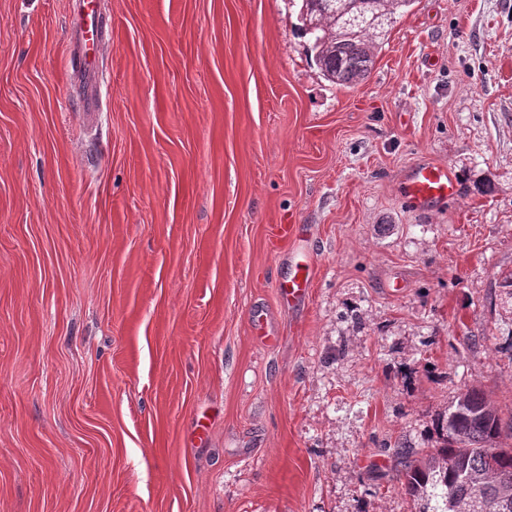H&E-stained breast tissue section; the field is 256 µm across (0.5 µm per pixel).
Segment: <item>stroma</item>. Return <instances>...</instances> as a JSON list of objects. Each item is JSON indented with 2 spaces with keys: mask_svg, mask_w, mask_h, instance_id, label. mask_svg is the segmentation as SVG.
I'll use <instances>...</instances> for the list:
<instances>
[{
  "mask_svg": "<svg viewBox=\"0 0 512 512\" xmlns=\"http://www.w3.org/2000/svg\"><path fill=\"white\" fill-rule=\"evenodd\" d=\"M104 7L89 128L71 0H0V512H418L396 445L512 413V0H416L352 88L297 0ZM458 192L459 183L453 169L434 162L417 163L404 186L406 202L417 210L452 200ZM293 254L295 258L293 272L280 286L282 300L288 303V306L305 299L312 282L311 268L304 249L301 251L296 249ZM299 254H303L305 261L297 260Z\"/></svg>",
  "mask_w": 512,
  "mask_h": 512,
  "instance_id": "stroma-1",
  "label": "stroma"
}]
</instances>
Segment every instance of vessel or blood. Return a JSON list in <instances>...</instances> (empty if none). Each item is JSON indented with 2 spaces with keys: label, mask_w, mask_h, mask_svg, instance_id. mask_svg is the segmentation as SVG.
<instances>
[{
  "label": "vessel or blood",
  "mask_w": 512,
  "mask_h": 512,
  "mask_svg": "<svg viewBox=\"0 0 512 512\" xmlns=\"http://www.w3.org/2000/svg\"><path fill=\"white\" fill-rule=\"evenodd\" d=\"M102 0H76L69 26V46L72 60L66 89L80 97L84 114L96 108L95 90L98 86L97 65L100 49L106 40L107 22L102 14ZM459 183L453 169L434 162L417 163L404 186V197L414 209H424L457 197ZM312 274L308 262L295 261L288 280L281 284V297L295 304L309 293Z\"/></svg>",
  "instance_id": "vessel-or-blood-1"
}]
</instances>
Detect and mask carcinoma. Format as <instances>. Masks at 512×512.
<instances>
[{
	"label": "carcinoma",
	"instance_id": "obj_1",
	"mask_svg": "<svg viewBox=\"0 0 512 512\" xmlns=\"http://www.w3.org/2000/svg\"><path fill=\"white\" fill-rule=\"evenodd\" d=\"M300 34L322 76L352 88L371 73L385 27L415 0H300ZM505 425L498 409L477 388L458 394L432 423L436 435L427 459H404L405 488L421 501L419 512H448V500L473 502L471 512H512V448L497 440Z\"/></svg>",
	"mask_w": 512,
	"mask_h": 512
}]
</instances>
